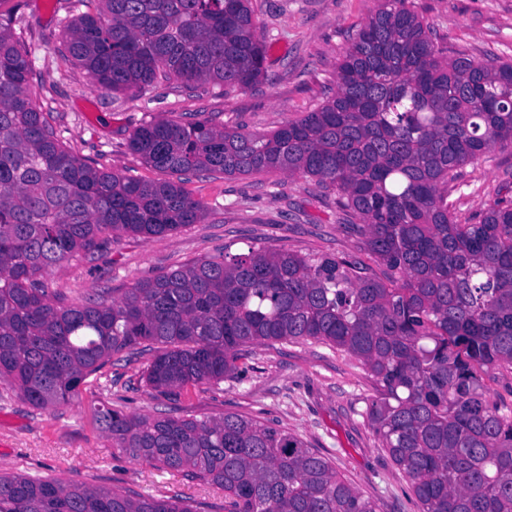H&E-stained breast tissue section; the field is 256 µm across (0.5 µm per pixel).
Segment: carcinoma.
<instances>
[{"label":"carcinoma","instance_id":"carcinoma-1","mask_svg":"<svg viewBox=\"0 0 512 512\" xmlns=\"http://www.w3.org/2000/svg\"><path fill=\"white\" fill-rule=\"evenodd\" d=\"M64 22L82 77L107 91L174 76L245 89L264 72L249 0H99ZM0 17V380L55 408L112 356L153 353L149 386L177 395L238 370L247 347L315 340L362 362L377 384L365 416L409 478L421 512H512V407L488 402L482 372L512 369V202L482 220L448 203L458 169L512 145V60L448 57L412 0H378L337 65L334 96L269 133L158 117L131 149L179 176L279 171L334 191L389 272L350 256L224 255L79 304L48 271L88 259L117 233L151 238L204 217L174 182L83 162L37 110L35 48ZM98 421L133 460L224 490L225 512H376L297 437L239 414ZM0 512H191L53 478L0 473Z\"/></svg>","mask_w":512,"mask_h":512}]
</instances>
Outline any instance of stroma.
I'll return each mask as SVG.
<instances>
[{
	"label": "stroma",
	"instance_id": "obj_1",
	"mask_svg": "<svg viewBox=\"0 0 512 512\" xmlns=\"http://www.w3.org/2000/svg\"><path fill=\"white\" fill-rule=\"evenodd\" d=\"M17 6L20 36L36 49L28 85L33 104L53 113L64 143L106 172L149 182L170 180L133 152L129 140L143 123L162 115L185 121L242 125L268 132L327 100L336 90V65L375 12L377 0H250L253 19L270 36L266 70L251 87L224 90L214 83L187 87L161 79L146 90L98 89L62 53L61 18L70 0H7ZM416 11L448 55L474 61L512 59V0H414ZM461 190L450 203L462 219L478 223L495 200H512V147L463 166ZM184 190L202 201L198 224L145 239L122 234L95 260L53 267L47 287L80 301L100 289L120 297L139 280L194 262L262 247L304 257H359L383 274L358 233L351 212L301 177L273 173L192 176ZM148 357L113 356L80 386L71 403L32 406L0 381V470L54 475L131 496L174 497L194 512H224L223 489L187 469H156L113 452L96 418L101 404L126 414L210 417L225 413L260 418L298 437L327 458L377 512H420L410 480L362 416L375 393L370 372L349 353L310 341L273 342L251 349L237 374L216 385L188 388L177 398L152 390L142 372Z\"/></svg>",
	"mask_w": 512,
	"mask_h": 512
}]
</instances>
